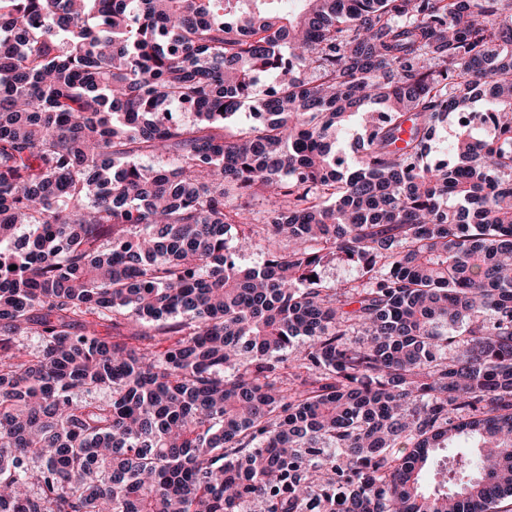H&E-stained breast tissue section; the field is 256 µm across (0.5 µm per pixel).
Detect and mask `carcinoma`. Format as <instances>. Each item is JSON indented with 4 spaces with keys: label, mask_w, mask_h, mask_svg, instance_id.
Listing matches in <instances>:
<instances>
[{
    "label": "carcinoma",
    "mask_w": 512,
    "mask_h": 512,
    "mask_svg": "<svg viewBox=\"0 0 512 512\" xmlns=\"http://www.w3.org/2000/svg\"><path fill=\"white\" fill-rule=\"evenodd\" d=\"M266 2L0 0V512L512 500V0ZM359 276L360 270L356 264L338 258L327 262L321 272L323 282L336 287L347 281H355Z\"/></svg>",
    "instance_id": "carcinoma-1"
}]
</instances>
